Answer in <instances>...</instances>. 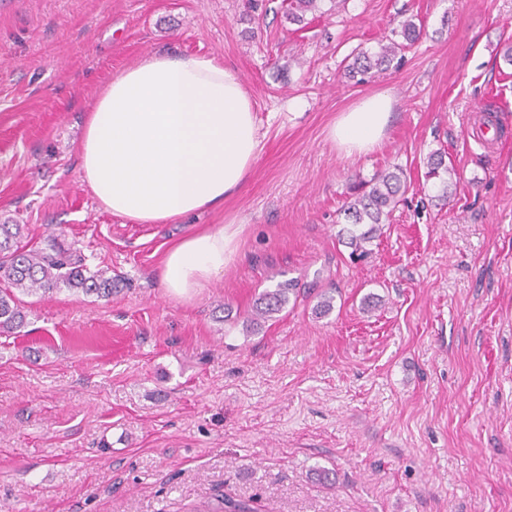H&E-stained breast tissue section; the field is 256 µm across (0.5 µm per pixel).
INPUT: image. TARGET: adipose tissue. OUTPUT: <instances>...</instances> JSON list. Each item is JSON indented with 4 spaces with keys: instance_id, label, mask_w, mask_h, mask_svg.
Returning <instances> with one entry per match:
<instances>
[{
    "instance_id": "adipose-tissue-1",
    "label": "adipose tissue",
    "mask_w": 512,
    "mask_h": 512,
    "mask_svg": "<svg viewBox=\"0 0 512 512\" xmlns=\"http://www.w3.org/2000/svg\"><path fill=\"white\" fill-rule=\"evenodd\" d=\"M393 98L378 93L341 113L332 143L352 156L384 139ZM259 152L256 114L240 79L215 58L150 55L113 76L86 117L81 179L99 206L138 224H167L223 208ZM229 227L185 237L166 252L161 283L188 298L236 254Z\"/></svg>"
}]
</instances>
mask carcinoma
<instances>
[{"label":"carcinoma","instance_id":"carcinoma-1","mask_svg":"<svg viewBox=\"0 0 512 512\" xmlns=\"http://www.w3.org/2000/svg\"><path fill=\"white\" fill-rule=\"evenodd\" d=\"M319 0H289L288 20L301 23L304 15L317 8ZM402 41L391 40L379 46L373 53L361 52L349 65V76L363 83L389 68L404 50L417 41L421 26L406 19L400 24ZM425 177L436 180L441 186V197L448 199L453 185L455 169L445 161V153H431L426 162ZM355 192L346 201L344 213L353 225L348 230L352 254L363 257L369 253L367 244L373 241L379 226L387 221L406 187L401 183L399 173L384 169L376 172L365 182L353 186ZM369 225L366 230L360 225ZM24 225L0 224V281L7 288L0 290V333H14L26 322L27 313L17 293H39L50 295L63 288L109 298L115 290L116 279L107 275L104 269L90 270L85 256L64 245L59 236L49 234L38 248H26L22 244ZM298 295V282L287 280L273 289L263 291L256 301L251 317L246 320L249 331L281 313L289 302V295ZM202 512H255L249 500L219 496L203 506Z\"/></svg>","mask_w":512,"mask_h":512}]
</instances>
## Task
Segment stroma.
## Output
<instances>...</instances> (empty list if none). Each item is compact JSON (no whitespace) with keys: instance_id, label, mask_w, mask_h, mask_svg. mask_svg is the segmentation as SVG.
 <instances>
[{"instance_id":"35a3bbf8","label":"stroma","mask_w":512,"mask_h":512,"mask_svg":"<svg viewBox=\"0 0 512 512\" xmlns=\"http://www.w3.org/2000/svg\"><path fill=\"white\" fill-rule=\"evenodd\" d=\"M0 0V224L110 267V299L23 296L0 336V512H512V0ZM423 34L359 83L347 67L401 21ZM224 63L261 149L242 189L173 224L96 204L77 145L101 89L144 56ZM385 92L381 146L346 156L341 112ZM501 137L479 135L485 116ZM458 171L449 199L429 154ZM409 189L351 261L356 181ZM233 224L224 272L188 299L160 268L188 234ZM313 287L254 332L277 282ZM334 297L315 315L317 295ZM336 473L334 485L314 471ZM204 512H255L251 500L234 499L227 496H218L215 502L207 503L202 509Z\"/></svg>"}]
</instances>
